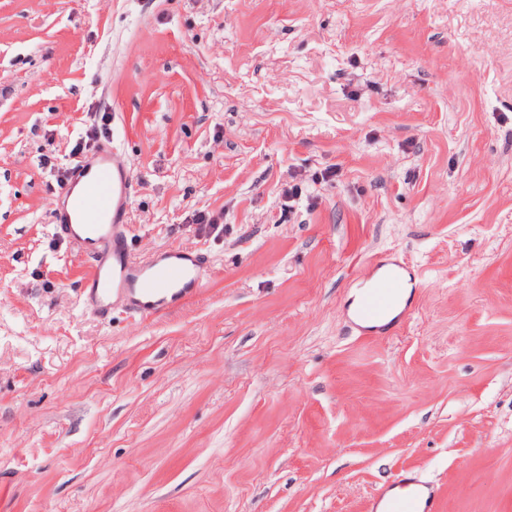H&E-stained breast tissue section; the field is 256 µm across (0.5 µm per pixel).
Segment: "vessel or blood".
I'll return each mask as SVG.
<instances>
[{
    "label": "vessel or blood",
    "mask_w": 512,
    "mask_h": 512,
    "mask_svg": "<svg viewBox=\"0 0 512 512\" xmlns=\"http://www.w3.org/2000/svg\"><path fill=\"white\" fill-rule=\"evenodd\" d=\"M130 169L118 161L111 146H98L77 165L57 193L52 211L56 234L77 247L90 271L81 288L88 304L109 315L122 304L135 317L164 315L182 306L202 286V254L168 249L147 262L136 261L126 235L125 219L133 193ZM363 289L356 307L362 335L383 334V317L394 309L395 277ZM436 489L404 475L380 490L369 512H438Z\"/></svg>",
    "instance_id": "obj_1"
}]
</instances>
